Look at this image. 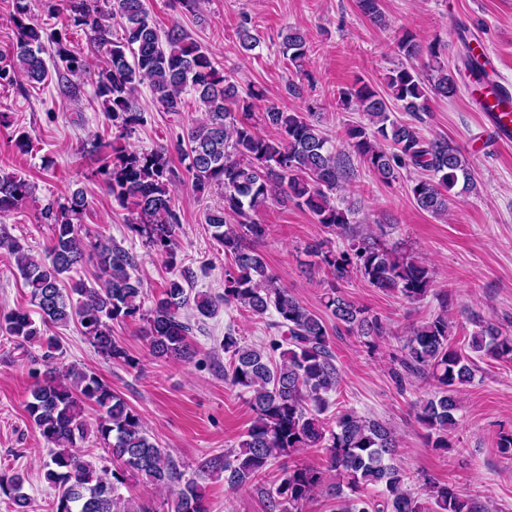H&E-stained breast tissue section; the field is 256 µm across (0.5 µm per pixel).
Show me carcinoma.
<instances>
[{
	"label": "carcinoma",
	"mask_w": 512,
	"mask_h": 512,
	"mask_svg": "<svg viewBox=\"0 0 512 512\" xmlns=\"http://www.w3.org/2000/svg\"><path fill=\"white\" fill-rule=\"evenodd\" d=\"M359 10L382 26L380 0H357ZM74 27L106 49L108 62L97 75L95 97L100 99L112 126L126 133L144 122L133 105L134 93L146 83L154 106L177 114L192 95L202 120L186 128L178 149L188 160L194 188L205 193L224 190L223 205L206 215L213 237L232 260L224 271V294L190 295L182 274L169 280L154 307L142 311L141 280L132 275L135 257L109 239L92 237L83 229L86 200L73 191L62 204L40 210L51 225L52 245L47 259L34 258L18 241L0 237V248L13 256L45 326L79 324L81 333L104 359L136 368L138 361L112 335V323L143 322L142 334L152 356L160 360H188L195 351L187 342L191 327L181 310L194 303L203 317L219 305L243 307L257 317L274 319V330L260 348L242 344L229 327L220 342L228 355L224 378L249 394L253 421L246 439L233 454L209 456L199 464L202 474L222 473L231 490L262 481L267 469L280 463L276 484L262 488L267 512H301L304 502L321 487L336 500V512H491V507L460 495L449 484L423 479L424 496L412 490V479L397 463L400 441L389 423L360 414L354 407L336 405L342 372L330 340L328 325L275 276L253 243L266 236V226L254 218L270 200L308 210L315 223L345 237L346 248L335 251L323 240L305 252L318 258L332 281L321 294L336 330H344L372 350L387 333V323L341 291L352 276L383 293L420 301L432 292L433 274L413 256L380 244L371 231L351 229V210L336 203L343 181L354 177L350 155L338 152L314 120V114L265 108L260 123L275 130L262 134L253 119L262 89L246 91L224 74L213 54L179 27L164 34L150 20L145 0H66ZM15 41L0 51V85L25 79L41 84L49 76L42 57L50 46L56 74L88 72L92 61L74 53L67 31L48 32L31 17L28 0H14ZM121 37L112 38V23ZM238 47L250 52L259 46L250 22L240 24ZM283 53L295 71L304 73L309 46L303 33L290 29L283 37ZM398 65L389 71L384 89L362 80L339 90L344 109L359 112L365 121L346 130L353 154L383 182L398 179L403 169H420L423 176L407 186L414 205L435 216L448 213L451 202L475 188L467 158L443 137H425L418 124L429 111L430 96L454 97L461 90L479 92L489 85L480 62L482 53L465 44L463 67L442 60L441 45H423L410 31L397 40ZM430 57L424 72L415 62ZM409 113L412 121L391 117V103ZM112 197L137 214L131 229L146 238L169 266L177 265L175 229L179 224L172 188L173 170L167 149L128 150L110 145L97 169ZM32 196L30 183L12 173L0 175V215L18 209ZM238 218L237 223L228 221ZM96 264L100 288L73 277L78 267ZM440 311L424 318L404 337L392 355L398 385L427 380L434 391L416 405L418 421L429 431L431 446L448 449L459 426V389L471 383L482 357L512 361V335L493 322L481 320L465 346L455 345L448 324V299L439 297ZM0 333L23 345L41 342L42 378L35 381L26 402L29 420L51 445L44 462L46 479L55 488L54 512H152L119 493L130 477H142L157 487L171 488L167 512H209L203 486L194 478L182 480L173 458L149 437L140 413L132 409L91 370L71 365L59 376L54 363L61 353L56 336L41 329L22 308L0 312ZM98 410L97 438L112 467H97L76 452L86 433L84 406ZM336 408L329 413L330 408ZM307 448L320 451L326 465L288 464V458ZM0 493L14 512H27L25 477L0 475Z\"/></svg>",
	"instance_id": "1"
}]
</instances>
